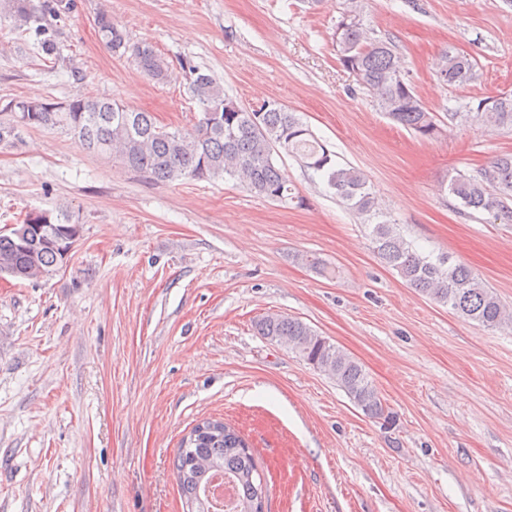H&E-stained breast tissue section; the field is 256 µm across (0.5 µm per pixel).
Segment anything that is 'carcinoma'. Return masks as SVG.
I'll return each instance as SVG.
<instances>
[{
    "label": "carcinoma",
    "instance_id": "cac0c4a2",
    "mask_svg": "<svg viewBox=\"0 0 512 512\" xmlns=\"http://www.w3.org/2000/svg\"><path fill=\"white\" fill-rule=\"evenodd\" d=\"M70 0L38 5L34 0H0V16L21 32L42 35L38 51L56 61L60 48L48 34L46 14L70 9ZM101 42L113 53H131L140 70L162 82L168 64L146 41L130 42L108 16H96ZM336 52L340 64L358 78L380 111L395 124L425 140L441 133L437 116L423 103L402 75L395 46L367 36L357 6L350 7L336 25ZM477 63L454 48L441 57L439 80L449 87L472 83ZM192 93L202 118L191 130H173L157 122L151 112L134 110L104 98L75 97L63 102L17 100L10 111L24 126L74 132L88 151L119 161L156 182L211 181L227 176L239 179L257 196L288 203L292 188L275 164L273 147L285 145L304 167L319 174L326 186L349 209L369 216L376 207L365 174L333 161L332 153L295 113L275 100L244 108L226 96L213 76L187 62ZM477 117L487 126H512V97L494 109L477 105ZM448 193L459 210L486 211L494 221L512 224V153L496 156L475 175L457 174L448 181ZM80 234V225L53 223L42 214L29 213L7 234H0V276L34 279L63 263L67 240ZM372 240L380 258L412 288L430 300L450 307L465 321L484 327L512 325V311L464 262L452 256L433 261L408 244L392 224H376ZM259 335L295 351L308 365L327 374L365 415L390 419L364 366L304 322L278 313L256 325ZM176 482L186 512H214L205 495L213 475L232 478L236 512H264L267 482L247 439L219 419L196 424L181 441L173 462Z\"/></svg>",
    "mask_w": 512,
    "mask_h": 512
}]
</instances>
